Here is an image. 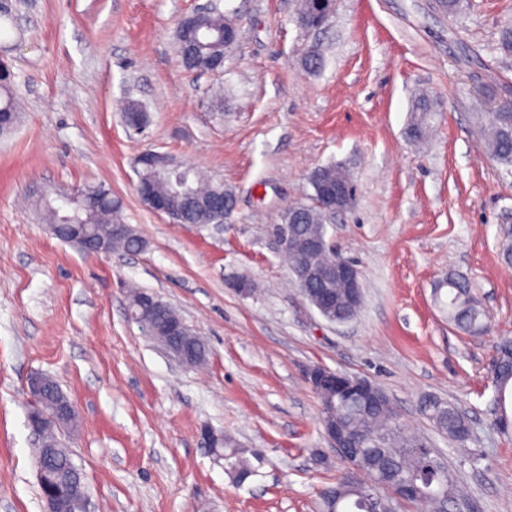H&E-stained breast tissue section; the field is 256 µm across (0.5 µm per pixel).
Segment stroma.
<instances>
[{"instance_id": "obj_1", "label": "stroma", "mask_w": 512, "mask_h": 512, "mask_svg": "<svg viewBox=\"0 0 512 512\" xmlns=\"http://www.w3.org/2000/svg\"><path fill=\"white\" fill-rule=\"evenodd\" d=\"M206 0H13L0 18V64L14 76L20 122L0 137V512H42L26 379L53 376L74 403L70 448L86 512H318L342 466L322 433L305 371L371 378L400 422L424 436L468 489L459 512H512V433L493 423L491 365L512 336V171L486 152L480 113L512 101V56L498 22L512 0H471L460 17L436 0H336L315 33L295 0H221L241 36L220 74L178 63L180 20ZM325 49L320 72L302 48ZM442 120L423 145L405 135L414 89ZM145 105L142 134L121 120ZM168 154L237 196L224 226L175 224L140 200L133 158ZM336 163L357 185L327 237L363 275L352 322L325 321L301 296L267 229L309 200V175ZM110 188L147 242L89 255L52 237L27 194ZM466 274L490 328L468 335L432 299ZM245 278L260 293L233 286ZM158 295L208 344L186 369L128 318L125 284ZM458 408L470 435L439 433L422 413ZM260 450L236 484L201 431Z\"/></svg>"}]
</instances>
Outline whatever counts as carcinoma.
<instances>
[{"instance_id": "carcinoma-1", "label": "carcinoma", "mask_w": 512, "mask_h": 512, "mask_svg": "<svg viewBox=\"0 0 512 512\" xmlns=\"http://www.w3.org/2000/svg\"><path fill=\"white\" fill-rule=\"evenodd\" d=\"M335 0H298L297 17L307 25H316L333 13ZM227 15L214 14L204 21L209 31L206 38L198 37L197 32L183 34L182 45H194L193 54H184L177 50L182 67L188 72H203L210 68V63L219 52L224 42V20ZM500 49L512 54V16H504L498 24ZM322 50L311 44L300 53L301 68L309 73L318 71L323 65ZM18 104L14 92L12 74L3 68L0 70V114L9 113L17 117ZM438 117L433 101L425 93L415 96L407 124L410 141L422 143L428 138ZM484 133L485 148L488 154L500 164L512 166V104L504 103L500 110L493 112L487 122L481 125ZM314 184H347L351 188L349 199L344 203L345 209L353 207L356 200V185L351 174L341 166L327 164L314 169L309 177ZM84 192L98 198L99 203L89 211H84L79 204L71 203L67 196L57 192L51 194L41 191L35 195L34 205L47 224H57L62 216L68 215L83 221L85 230L92 236L111 243V248L129 251L144 249L145 240L132 227H127V236L117 237L112 230L123 223L121 219V202L112 197L110 189L101 184H86ZM155 189L163 196L170 207L180 215L182 224H208L211 215L205 200L212 194H229L231 189L221 180L205 176L196 168H191L187 179L179 183L170 174L155 181ZM329 219L318 205V198L311 202H296L283 208L278 216V223L288 225V243L281 257L288 264L290 272L300 267L320 271L328 265L336 264L339 255L331 249H307L304 239L310 235L317 238L326 237ZM435 300L448 315V322L460 330L474 334L482 331L488 324V313L477 297L472 293L466 277L450 274L435 289ZM361 309L359 304L342 303L327 311V315L347 321L354 319ZM181 319L171 307H164L157 315L152 335L158 339H168L166 324ZM180 350L187 353L193 364L201 365L207 359L208 346L203 338L193 331L173 340ZM496 352L501 355V363L493 383L497 399L502 409H507V392L512 390V337L502 336L496 345ZM52 388L44 395L41 404L45 412V440L47 448L60 447L55 436L57 428L77 427V420L72 419L60 424L55 423V409L60 401L58 384L51 382ZM424 411L434 422L436 428L449 438L461 440L468 429L464 415L451 404L430 400L424 405ZM341 424L351 433L377 434L383 439V447L369 448L360 456L363 471L368 480L365 483H346L343 476L327 485L319 494L321 512H369L373 508L378 512H435L445 501H453L461 496L457 484H448V468L433 455L429 444L414 432L405 428L398 420L396 411L389 403L372 409L349 403L338 408ZM214 454L223 458L224 471L238 483L255 475L251 457L255 451L239 446L234 437L222 435L214 448ZM34 462L44 467L39 477L41 496L53 493L54 481L69 472L72 467L71 454L63 452L46 456V448L36 450ZM407 480L419 489V495L398 500L395 498L396 483L393 478Z\"/></svg>"}]
</instances>
